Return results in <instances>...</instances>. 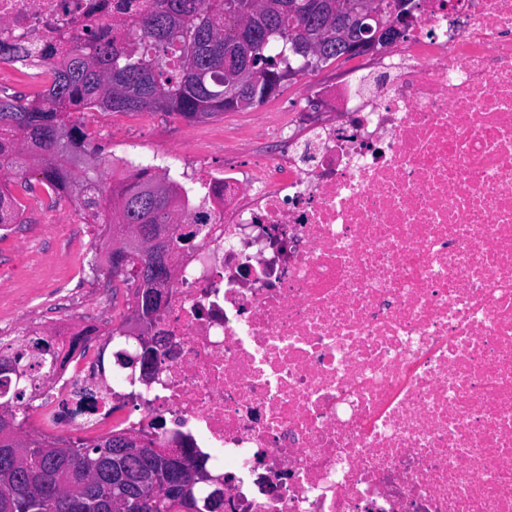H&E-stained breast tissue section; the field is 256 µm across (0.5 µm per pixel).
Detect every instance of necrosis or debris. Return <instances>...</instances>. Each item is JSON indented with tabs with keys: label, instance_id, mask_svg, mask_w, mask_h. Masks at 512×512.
<instances>
[{
	"label": "necrosis or debris",
	"instance_id": "4bbe7bcc",
	"mask_svg": "<svg viewBox=\"0 0 512 512\" xmlns=\"http://www.w3.org/2000/svg\"><path fill=\"white\" fill-rule=\"evenodd\" d=\"M153 0H0L33 51ZM283 150L187 156L189 221L148 374L113 334L32 386L40 427L211 451L224 512H512V0H417L404 37L315 85Z\"/></svg>",
	"mask_w": 512,
	"mask_h": 512
}]
</instances>
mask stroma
<instances>
[{
  "instance_id": "1",
  "label": "stroma",
  "mask_w": 512,
  "mask_h": 512,
  "mask_svg": "<svg viewBox=\"0 0 512 512\" xmlns=\"http://www.w3.org/2000/svg\"><path fill=\"white\" fill-rule=\"evenodd\" d=\"M339 60L286 81L280 92L261 106L188 121L164 112H102L89 110L86 124L110 130L111 140H87L101 162L105 182H112L110 154L129 155L154 165L158 174L178 178L176 156L182 150L203 152L214 166L225 158L254 161L267 133L286 119L285 109L318 81L347 68ZM10 195L21 205V221L0 229V338L9 340L31 321H47L65 309L78 321L111 323L126 309L124 297H113L105 261V239L99 225L78 223L75 207L53 193L29 197L19 183H9Z\"/></svg>"
}]
</instances>
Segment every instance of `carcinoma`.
<instances>
[{
	"label": "carcinoma",
	"instance_id": "1",
	"mask_svg": "<svg viewBox=\"0 0 512 512\" xmlns=\"http://www.w3.org/2000/svg\"><path fill=\"white\" fill-rule=\"evenodd\" d=\"M118 38L102 43L76 37L40 54L51 78L47 93L34 98L0 95V171L14 173L25 191L36 187L65 195L112 230V247L125 252L123 263H109V275L137 288L148 287L146 267L153 254L123 226L137 225L144 242L163 241L174 257L198 236L195 225L181 232L176 182L151 174L138 164L116 185L108 186L97 166L79 165L87 153L81 129L68 114L98 108L104 112H166L189 121L217 117L265 102L282 83L273 74L295 65L294 44L312 45L326 64L359 52L348 46L336 25V0H158L140 15L112 23ZM28 49L0 44V63ZM13 199L0 191V224L14 220ZM60 357L54 344L24 332L9 343L0 340V408L10 417L20 458L0 466V483L13 491V512H64L70 498L76 512H211L210 496L186 494L170 484L177 469L205 467V459L187 450L163 455L155 441L135 437L127 449L114 437L49 440L21 432L17 408L28 370L51 368Z\"/></svg>",
	"mask_w": 512,
	"mask_h": 512
}]
</instances>
